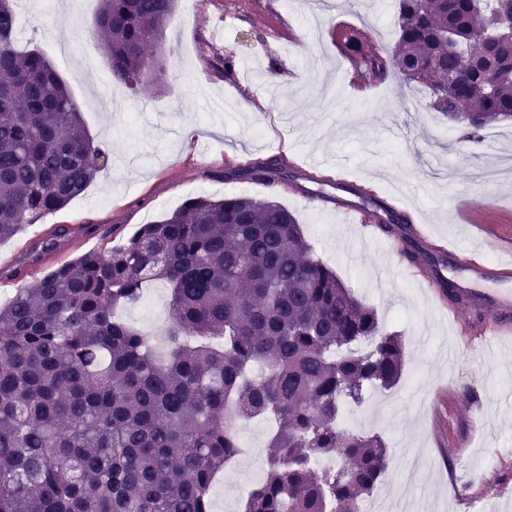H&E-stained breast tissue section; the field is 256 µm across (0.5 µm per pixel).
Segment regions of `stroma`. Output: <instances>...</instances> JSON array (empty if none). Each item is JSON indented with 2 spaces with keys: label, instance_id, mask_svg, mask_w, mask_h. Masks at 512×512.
<instances>
[{
  "label": "stroma",
  "instance_id": "obj_1",
  "mask_svg": "<svg viewBox=\"0 0 512 512\" xmlns=\"http://www.w3.org/2000/svg\"><path fill=\"white\" fill-rule=\"evenodd\" d=\"M73 3L52 13L41 0H14V46L41 52L66 82L109 164L65 207L0 243V303L58 263L126 242L188 198L275 199L302 224L316 256L402 336L396 384L366 392L343 417L345 427L380 433L392 452L380 494L432 512H477L487 503L512 512V342L449 360L466 343L453 325L470 316L427 297L429 268L391 255L375 230L343 223L335 204L307 210L295 190L224 179L226 166L276 154L296 164L330 160L316 171L325 179L341 163L357 186L399 197L429 244L461 246L466 259L471 231L452 211L471 194L484 199V221L501 243L512 244V172L475 176L512 157V123L491 125L493 139L459 155L458 132L427 110L424 88L353 67L337 48V29L391 49L397 35L384 17L394 0H380L373 15L323 11L318 0H176L160 68L132 89L101 82L110 69L94 23L99 0ZM60 224L69 229L61 248L24 265L32 243Z\"/></svg>",
  "mask_w": 512,
  "mask_h": 512
}]
</instances>
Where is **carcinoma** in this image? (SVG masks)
Wrapping results in <instances>:
<instances>
[{"instance_id":"carcinoma-1","label":"carcinoma","mask_w":512,"mask_h":512,"mask_svg":"<svg viewBox=\"0 0 512 512\" xmlns=\"http://www.w3.org/2000/svg\"><path fill=\"white\" fill-rule=\"evenodd\" d=\"M176 0H101L95 18L112 80L136 86L166 55ZM512 0H396L391 50L344 36L356 67L424 87L430 105L476 142L512 121ZM0 0V242L84 192L108 161L64 82L38 51L13 48ZM465 105L467 111L459 110ZM271 188L296 187L277 158L227 168ZM371 225L409 226L368 192ZM68 235L59 225L30 265ZM403 257L450 261L411 238ZM152 282L170 292L168 349L157 353L116 314ZM448 301L468 302L440 277ZM403 345L373 308L315 257L275 200L196 197L127 243L63 263L0 306V512H210L209 490L240 453L237 421L274 422L263 478L242 512H357L384 478L390 448L338 425L365 392L399 377ZM321 458L336 459L334 470Z\"/></svg>"}]
</instances>
